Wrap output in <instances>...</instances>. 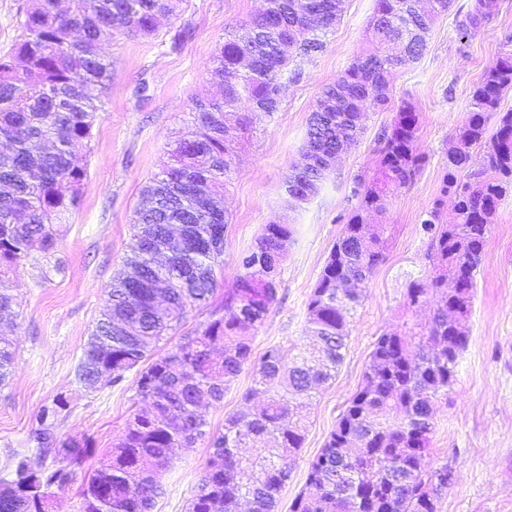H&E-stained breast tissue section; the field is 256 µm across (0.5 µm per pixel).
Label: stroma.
Returning a JSON list of instances; mask_svg holds the SVG:
<instances>
[{
	"label": "stroma",
	"instance_id": "obj_1",
	"mask_svg": "<svg viewBox=\"0 0 512 512\" xmlns=\"http://www.w3.org/2000/svg\"><path fill=\"white\" fill-rule=\"evenodd\" d=\"M476 0H454L433 22L427 48L389 77L387 109L368 110L365 131L349 147L316 194L295 202L285 183L305 143L309 115L322 89L369 47L367 28L374 0H342L340 18L322 53L298 58L279 112L252 119L232 156L234 172L224 190L229 223L224 233L220 292L233 288L239 257L255 246L265 225L288 224L292 236L276 271L277 301L255 332L254 357L267 347L290 349L305 342L306 307L326 259L340 236L342 217L355 204V177L372 176L377 134L401 103L419 114L416 146L427 157L408 183L388 194L374 223L387 227L386 259L370 277L366 296L350 318V338L335 378L314 395L305 440L277 498L276 512H290L304 489L310 461L357 391L376 338L403 322H427L431 305L409 307L406 289L430 277L429 241L421 221L439 193L448 149L471 109V92L512 35V0H497L475 36L461 24ZM265 0H181L156 32L131 38L115 34L102 45L112 63L105 110L90 142L78 143L74 159L87 167L79 205L60 225L61 271L40 278L39 256L21 259L12 280L20 317L13 333V376L0 387V477L12 456L32 448L31 433L43 407L56 396L67 406L56 422L64 438L89 441L90 453L73 481L56 491L51 512H76L85 474L96 467L124 429L135 396L134 372L89 391L74 380L83 347L107 300L113 278L125 268L142 189L169 163L177 140L190 126L196 99L216 94L209 70L224 31L261 12ZM470 341L459 359L449 400L436 406L431 464H448L454 482L438 512H512V194L491 219L485 258L476 276ZM254 369L244 366L210 408L211 429L244 409ZM211 451L208 440L179 452L165 475V492L154 512H186Z\"/></svg>",
	"mask_w": 512,
	"mask_h": 512
}]
</instances>
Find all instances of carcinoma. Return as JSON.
Returning <instances> with one entry per match:
<instances>
[{
	"instance_id": "1",
	"label": "carcinoma",
	"mask_w": 512,
	"mask_h": 512,
	"mask_svg": "<svg viewBox=\"0 0 512 512\" xmlns=\"http://www.w3.org/2000/svg\"><path fill=\"white\" fill-rule=\"evenodd\" d=\"M181 0H30L20 23L16 58H0V322L18 317L8 269L36 252L49 260L59 246L57 224L79 201L85 169L72 162V148L92 137L106 93L112 63L101 42L120 29L128 36L151 35L162 17ZM339 0H268L267 8L224 32L210 69L221 97L194 102L193 128L181 139L174 163L143 189L150 206L136 212L137 232L127 265L138 287L125 276L112 282L103 317L88 338L75 373L78 384L98 389L97 373L116 383L133 369L138 406L98 467L84 479L78 512H152L163 494V474L176 448H189L206 435L208 409L224 399V389L251 359L254 332L276 300L274 274L291 236L289 225L268 224L256 245L239 261L243 273L224 298L216 318L186 333L171 350L152 358L165 334L177 329L187 308L205 303L217 290L216 266L224 254V209L215 195L229 180L226 160L235 132L231 123L245 101L251 114L279 111L284 74L297 57L320 54L321 35L338 18ZM452 0H375L368 27L370 51L354 60L327 85L312 111L301 158L291 179L316 191L330 168L324 156L358 141L363 108L389 102V75L418 60L427 45L433 17ZM495 0H477L462 23L477 31ZM512 90V49L504 50L471 94V110L448 151L440 189L421 222L429 238L433 274L410 283L407 303L433 297L428 325L415 324L405 336L384 332L374 342L362 382L348 401L322 452L308 465L304 490L292 512H437L448 489V464L425 467L431 454L434 405L448 399L460 355L470 341L475 274L485 257L491 217L512 191V110L500 108ZM495 127L489 128L490 120ZM419 115L403 103L379 137L374 173L358 177L356 205L346 216L307 305L311 342L295 355L281 346L267 349L254 386L244 395L259 407L225 420L210 437L213 451L188 512H273L276 495L290 477L305 439V410L313 390L334 377L344 359L350 312L359 306L366 282L385 259L386 225L371 230L367 215L383 197L404 185L424 165L416 147ZM493 149L477 163L471 149L486 141ZM452 196L453 213L443 221V197ZM182 225L185 248L158 271L148 252L163 244L168 225ZM460 267L456 287L448 288V267ZM453 310L461 331L448 323ZM453 337L455 352L437 344ZM12 341L0 336V385L12 376ZM63 396L44 407L32 432L35 451L15 454L11 478L0 479V512H50L54 486L73 479V467L88 444L63 439L53 419L66 408ZM257 440L269 453L245 459L239 449ZM52 464H47L48 456Z\"/></svg>"
}]
</instances>
